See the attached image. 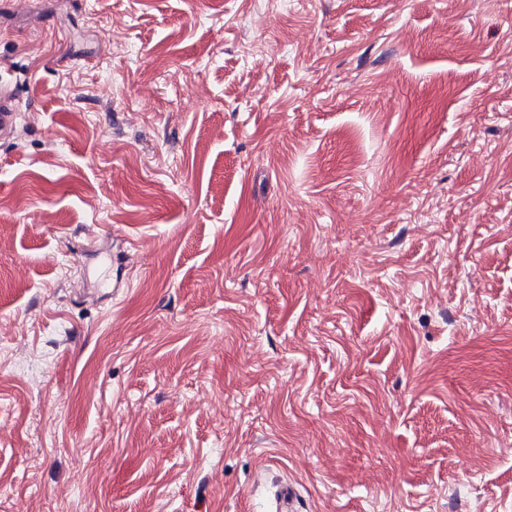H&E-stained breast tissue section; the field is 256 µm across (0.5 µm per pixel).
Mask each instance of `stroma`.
Segmentation results:
<instances>
[{
  "label": "stroma",
  "mask_w": 512,
  "mask_h": 512,
  "mask_svg": "<svg viewBox=\"0 0 512 512\" xmlns=\"http://www.w3.org/2000/svg\"><path fill=\"white\" fill-rule=\"evenodd\" d=\"M32 9L0 512H512V0Z\"/></svg>",
  "instance_id": "1"
}]
</instances>
